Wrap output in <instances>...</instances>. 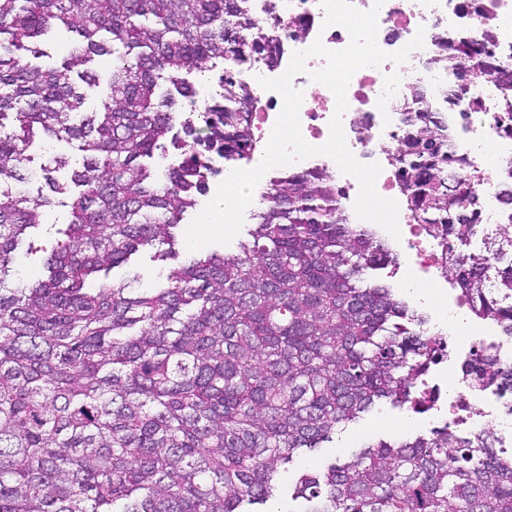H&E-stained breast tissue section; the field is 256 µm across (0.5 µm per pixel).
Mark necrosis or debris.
<instances>
[{"instance_id": "1", "label": "necrosis or debris", "mask_w": 512, "mask_h": 512, "mask_svg": "<svg viewBox=\"0 0 512 512\" xmlns=\"http://www.w3.org/2000/svg\"><path fill=\"white\" fill-rule=\"evenodd\" d=\"M361 11L377 12L378 31L376 43L387 53H393L407 44L416 33H423L424 45L414 51L403 64L387 61L378 67H364L352 77L347 89L348 108L342 117L348 148L365 164L380 161L378 146L393 144L399 133L397 103L405 99L415 87H424L431 98H439L448 87L446 71L427 67V60L441 54L442 47L435 40L436 30L455 33L468 28L471 33L492 32L499 48L508 49L502 57L504 67L512 68V0H385L375 6L374 0H350ZM281 22L275 34L281 47L277 66L253 64L245 73L249 84H256L258 77L275 78L288 68L294 52L309 48L314 41H322L332 51L345 49L350 43L347 30L339 25L324 26L325 12L320 0H278ZM293 86L303 91L299 111L304 139L311 145L324 144L330 134V121L335 112V98L324 85L313 84L308 74H299ZM456 148L471 166L480 167L484 178L483 189L493 194L495 186L512 180V137L499 133L491 112L472 116L467 123V133L461 136ZM378 193L397 200L400 240H390L388 232L375 227L378 238L389 240L399 258V266L411 278L427 288H447L448 271L445 251L440 239L425 234L422 225L416 224L407 203L401 202L395 172L382 167L376 180ZM468 345H451L447 354L435 362L430 380L434 386L449 387L462 396L464 407H453L460 423L467 431L494 433L500 447H512V419H505L497 402L492 401L486 389L452 375L451 359L470 354L477 346L495 351L501 362L512 363V345L508 346L497 335L483 332L480 325H473L468 334Z\"/></svg>"}]
</instances>
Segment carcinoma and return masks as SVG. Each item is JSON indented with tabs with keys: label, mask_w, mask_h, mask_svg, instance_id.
<instances>
[{
	"label": "carcinoma",
	"mask_w": 512,
	"mask_h": 512,
	"mask_svg": "<svg viewBox=\"0 0 512 512\" xmlns=\"http://www.w3.org/2000/svg\"><path fill=\"white\" fill-rule=\"evenodd\" d=\"M254 0H0V512H245L279 502L281 468L376 402L421 412L423 380L443 352L426 318L368 272L397 262L353 224L324 170H280L267 207L234 249L199 255L174 229L196 207L209 153L251 161L257 100L243 72L277 64ZM73 33L56 68L47 36ZM447 42L434 59L453 77L440 103L414 90L389 158L418 224L453 256L448 272L477 319L512 337V198L508 223L483 224V177L455 154L444 112L482 111L461 94L497 67L488 32ZM112 56L106 93L79 67ZM224 64L219 93L183 122L182 161L160 179L141 163L172 129L186 76ZM512 77L498 82L494 124L512 135ZM44 136L76 144L70 183L59 157L29 171ZM39 181L32 192L29 185ZM77 192H72V189ZM73 194L48 276L18 275L15 251L58 196ZM180 250L167 287L99 277L146 245ZM463 378L512 395V365L488 351ZM288 512H512V456L491 434L445 424L378 439L299 476Z\"/></svg>",
	"instance_id": "cac0c4a2"
}]
</instances>
